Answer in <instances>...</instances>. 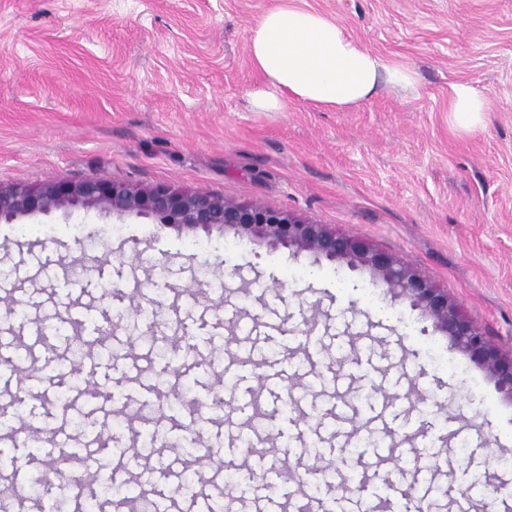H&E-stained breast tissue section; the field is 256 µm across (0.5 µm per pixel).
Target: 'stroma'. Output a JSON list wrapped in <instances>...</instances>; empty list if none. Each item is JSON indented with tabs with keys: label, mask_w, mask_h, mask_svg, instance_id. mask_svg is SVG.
Masks as SVG:
<instances>
[{
	"label": "stroma",
	"mask_w": 512,
	"mask_h": 512,
	"mask_svg": "<svg viewBox=\"0 0 512 512\" xmlns=\"http://www.w3.org/2000/svg\"><path fill=\"white\" fill-rule=\"evenodd\" d=\"M278 2L0 0V184L103 177L287 211L409 262L512 353V0H305L415 85L342 110L258 112L248 39ZM457 82L490 102L468 135L448 121ZM30 264L39 276L13 298L42 307L52 357L23 410L70 440L9 454L53 497L112 512L96 498L105 479L162 485L164 512L237 495L239 471L194 463L231 449L259 470L260 448L240 436L252 392L286 463L271 479L279 502L322 459L338 466L321 495L365 478L376 512L419 482L445 504L475 477L512 480L500 458L512 401L368 273L96 208L0 226V270ZM176 317L190 350L148 340ZM355 390L372 406L348 437L332 412Z\"/></svg>",
	"instance_id": "stroma-1"
}]
</instances>
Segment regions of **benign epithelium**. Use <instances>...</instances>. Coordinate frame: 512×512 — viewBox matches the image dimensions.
I'll use <instances>...</instances> for the list:
<instances>
[{
    "label": "benign epithelium",
    "mask_w": 512,
    "mask_h": 512,
    "mask_svg": "<svg viewBox=\"0 0 512 512\" xmlns=\"http://www.w3.org/2000/svg\"><path fill=\"white\" fill-rule=\"evenodd\" d=\"M95 207L108 215L128 213L155 217L179 230H230L241 239L306 251L353 270L365 271L373 285H384L398 298L420 308L452 347L484 370L499 393L512 401V354L505 355L461 314L448 292L432 285L416 269L364 239L339 234L324 224L298 219L285 211L241 206L206 193L165 186L138 189L104 178L58 181L40 188L0 186V222L65 210Z\"/></svg>",
    "instance_id": "1"
}]
</instances>
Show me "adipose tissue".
<instances>
[{
	"label": "adipose tissue",
	"mask_w": 512,
	"mask_h": 512,
	"mask_svg": "<svg viewBox=\"0 0 512 512\" xmlns=\"http://www.w3.org/2000/svg\"><path fill=\"white\" fill-rule=\"evenodd\" d=\"M300 2L282 0L250 31V57L267 84L254 97L258 111L279 110L287 98L322 109H344L368 100L380 84L403 89L413 85L408 68L359 46L335 18L301 7ZM488 112L487 97L472 85L451 86L448 113L457 130L482 128Z\"/></svg>",
	"instance_id": "ef3b65f1"
}]
</instances>
